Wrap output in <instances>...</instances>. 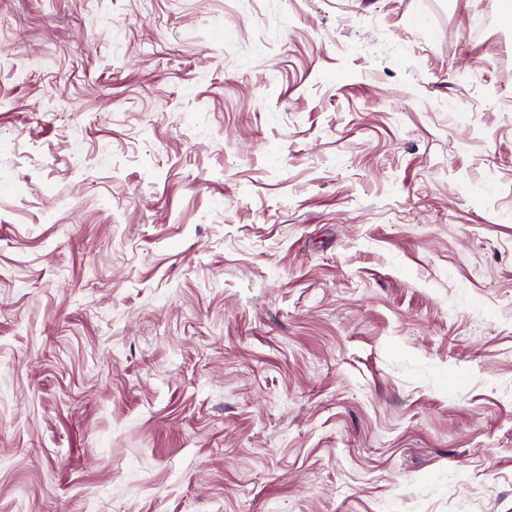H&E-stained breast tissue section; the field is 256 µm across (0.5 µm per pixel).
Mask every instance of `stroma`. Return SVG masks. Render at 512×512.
Instances as JSON below:
<instances>
[{
    "mask_svg": "<svg viewBox=\"0 0 512 512\" xmlns=\"http://www.w3.org/2000/svg\"><path fill=\"white\" fill-rule=\"evenodd\" d=\"M500 0H0V512H512Z\"/></svg>",
    "mask_w": 512,
    "mask_h": 512,
    "instance_id": "stroma-1",
    "label": "stroma"
}]
</instances>
